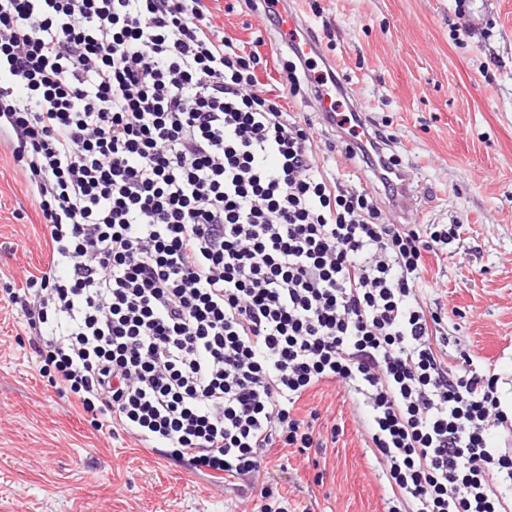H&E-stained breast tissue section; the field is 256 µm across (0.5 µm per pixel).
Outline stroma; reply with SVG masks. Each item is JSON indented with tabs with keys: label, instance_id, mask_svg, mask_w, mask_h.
<instances>
[{
	"label": "stroma",
	"instance_id": "stroma-1",
	"mask_svg": "<svg viewBox=\"0 0 512 512\" xmlns=\"http://www.w3.org/2000/svg\"><path fill=\"white\" fill-rule=\"evenodd\" d=\"M255 0H209L215 23L244 46L273 43ZM347 86L344 111L392 134L414 183L410 216L390 223L456 224L448 255L429 257L428 303L448 311V365L459 353L494 368L512 393V0H294ZM468 22L470 33L459 30ZM36 197L0 139V282L21 288L43 269L46 228ZM34 337L0 290V512H245L165 450L125 432H97L40 370ZM325 453L289 456L280 494L312 512H385L366 427L343 390L313 388Z\"/></svg>",
	"mask_w": 512,
	"mask_h": 512
}]
</instances>
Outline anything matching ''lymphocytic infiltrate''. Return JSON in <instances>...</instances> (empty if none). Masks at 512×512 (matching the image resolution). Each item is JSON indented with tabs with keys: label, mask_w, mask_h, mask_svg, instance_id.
<instances>
[{
	"label": "lymphocytic infiltrate",
	"mask_w": 512,
	"mask_h": 512,
	"mask_svg": "<svg viewBox=\"0 0 512 512\" xmlns=\"http://www.w3.org/2000/svg\"><path fill=\"white\" fill-rule=\"evenodd\" d=\"M203 0H0V132L51 251L8 298L52 383L214 484L274 494L271 448H325L313 387L369 425L388 512H512L499 377L445 363L423 296L443 224H389L260 87Z\"/></svg>",
	"instance_id": "1"
}]
</instances>
